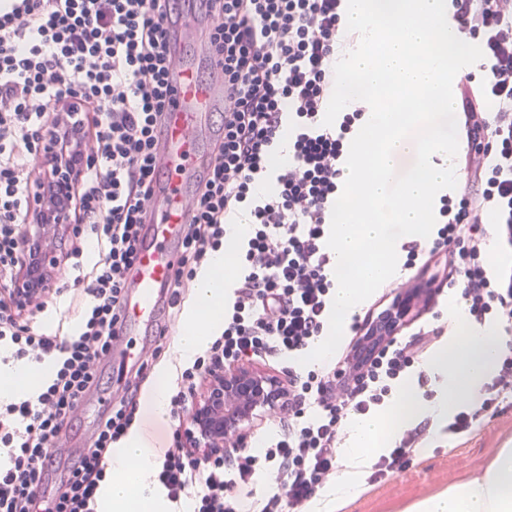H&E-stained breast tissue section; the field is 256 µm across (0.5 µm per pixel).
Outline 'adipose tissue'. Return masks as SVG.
Listing matches in <instances>:
<instances>
[{
    "label": "adipose tissue",
    "mask_w": 512,
    "mask_h": 512,
    "mask_svg": "<svg viewBox=\"0 0 512 512\" xmlns=\"http://www.w3.org/2000/svg\"><path fill=\"white\" fill-rule=\"evenodd\" d=\"M236 253L227 248L214 253L208 268L197 278L199 309L194 310L178 341L181 359L193 358L206 345L209 335L224 323V273ZM448 318L454 332L438 347L428 363L438 376L433 398H425L415 380H407L390 405L388 414L363 415L349 424L352 438L349 463L325 494L315 497L311 512H340L361 483L370 464L369 452L384 442L389 417L406 425L424 413L447 419L454 408L474 398L495 373L500 358L512 349V341L492 328L465 327L462 304L450 302ZM142 428L133 427L112 450V476L96 494L97 512H172L163 487L152 482L156 465L146 451ZM406 512H512V444L495 449L479 473L460 479L442 492L414 501Z\"/></svg>",
    "instance_id": "adipose-tissue-1"
}]
</instances>
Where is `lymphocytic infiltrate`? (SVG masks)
<instances>
[{"label":"lymphocytic infiltrate","instance_id":"lymphocytic-infiltrate-1","mask_svg":"<svg viewBox=\"0 0 512 512\" xmlns=\"http://www.w3.org/2000/svg\"><path fill=\"white\" fill-rule=\"evenodd\" d=\"M210 23V37L230 89L224 136L210 146L187 200L179 256L166 302L178 317L186 284L225 246L226 227L247 217L241 272L224 311V328L181 374L170 400L179 418L200 378L224 361L306 352L331 312L335 265L326 245L339 196L346 147L362 107L322 123L334 89L345 0H0V347L29 363L52 360L38 394L0 410V512H92L108 474L107 450L138 410L123 400L99 420L90 442L64 459L55 453L85 394L96 386L101 358L112 350L130 288L142 216L159 181L157 126L170 93L175 59L165 21L185 5ZM452 20L477 36L486 75L461 93V165L467 185L459 201L445 198L434 240L404 241L405 268L448 256L449 287L458 290L473 326L512 321V273L490 272L486 243L512 234V0H452ZM495 112H487V104ZM287 147L289 161L271 167ZM66 167L70 191L58 196L55 173ZM71 226L67 254H83L85 238L101 247L90 280H77L81 312L76 333H36L23 312L42 309L50 280L28 276L45 242L47 219ZM441 334L433 327L392 341L353 378L346 396L328 381L302 382L288 434L265 457L278 461V489L261 512H286L310 499L336 469V442L345 413L368 414L384 404L390 383L418 363ZM512 397V354L478 404L463 405L448 424L460 434L494 416ZM317 418H307L304 404ZM167 497L190 496L193 512H235L225 495L224 459L186 448L181 435L157 473Z\"/></svg>","mask_w":512,"mask_h":512}]
</instances>
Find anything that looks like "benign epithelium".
<instances>
[{
	"instance_id": "1",
	"label": "benign epithelium",
	"mask_w": 512,
	"mask_h": 512,
	"mask_svg": "<svg viewBox=\"0 0 512 512\" xmlns=\"http://www.w3.org/2000/svg\"><path fill=\"white\" fill-rule=\"evenodd\" d=\"M407 313V307H395L388 323L372 334L371 339L388 342ZM287 406L288 387L278 378L248 363L219 365L209 374L206 390L193 402L189 417L191 447L222 453L228 460L247 446L260 413Z\"/></svg>"
}]
</instances>
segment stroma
I'll return each instance as SVG.
<instances>
[{
  "label": "stroma",
  "instance_id": "obj_1",
  "mask_svg": "<svg viewBox=\"0 0 512 512\" xmlns=\"http://www.w3.org/2000/svg\"><path fill=\"white\" fill-rule=\"evenodd\" d=\"M457 298V293L452 290L433 291L427 305L413 307L408 324L397 335L398 340L411 339L420 330L432 326L440 327L444 336H451L453 328L446 308ZM195 301V290L190 287L185 293L183 316L172 320L166 308H159L158 318L167 326L165 336H157L154 331L142 328L126 336L123 346L135 351L136 364L120 366L122 346L113 347L111 354L102 359L99 367L101 386L113 402L128 397L132 381H139V392L144 395L154 386L160 373H169L174 380L180 377L186 363L179 357L177 342ZM46 302L44 310L31 319V327L48 334L72 332L78 313L71 295L50 296ZM413 426L419 432V451L402 467L383 474L376 465H369L359 492L350 498L341 512H405L417 498L447 489L449 484L484 464L494 449L512 440V403L501 404L495 416L462 434L439 430L429 415L415 420Z\"/></svg>",
  "mask_w": 512,
  "mask_h": 512
}]
</instances>
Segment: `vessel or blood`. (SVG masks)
<instances>
[{"mask_svg":"<svg viewBox=\"0 0 512 512\" xmlns=\"http://www.w3.org/2000/svg\"><path fill=\"white\" fill-rule=\"evenodd\" d=\"M169 27L178 62L169 76L170 95L157 145L162 178L148 203L144 237L130 275L133 291L127 297L123 324L127 331L157 326V309L167 296L182 229L189 218L185 201L192 176L210 162L207 143L220 134L212 117L224 107V78L206 18L187 9ZM189 42L196 52L185 59L181 53ZM204 69L211 71L210 79L201 78Z\"/></svg>","mask_w":512,"mask_h":512,"instance_id":"obj_1","label":"vessel or blood"}]
</instances>
